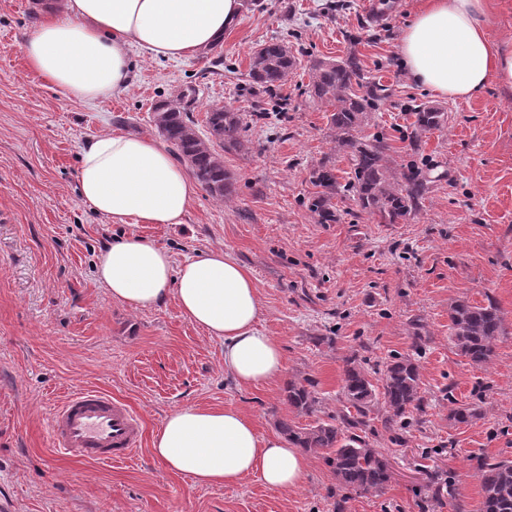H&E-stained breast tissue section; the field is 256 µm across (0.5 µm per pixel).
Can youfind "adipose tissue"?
Instances as JSON below:
<instances>
[{"instance_id":"1","label":"adipose tissue","mask_w":512,"mask_h":512,"mask_svg":"<svg viewBox=\"0 0 512 512\" xmlns=\"http://www.w3.org/2000/svg\"><path fill=\"white\" fill-rule=\"evenodd\" d=\"M242 0H59L42 12L22 49L30 68L66 99L93 102L127 89L130 54L177 61L214 47L239 19ZM409 79L453 101L489 82L512 89V47L489 37L485 0H423L397 46ZM79 197L114 224H181L196 187L168 149L146 135L103 131L83 144ZM96 278L109 298L132 310L174 301L193 325L224 341V373L237 385L279 381V342L260 331L258 289L250 272L221 249L182 263L150 239L128 234L101 250ZM164 469L199 486L247 476L287 490L308 458L277 434L259 433L234 408L186 406L170 412L151 438Z\"/></svg>"}]
</instances>
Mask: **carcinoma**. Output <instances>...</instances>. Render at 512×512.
<instances>
[{
	"mask_svg": "<svg viewBox=\"0 0 512 512\" xmlns=\"http://www.w3.org/2000/svg\"><path fill=\"white\" fill-rule=\"evenodd\" d=\"M297 64L288 43L279 38L266 41L254 50L248 71L249 85L269 91L288 80ZM306 93L328 112L327 126L336 149L347 156L350 172L346 183L338 181L332 158L326 157L310 172L311 183L319 188L308 199L307 207L318 224L338 220L335 199L349 192L361 210L379 224H397L418 210L431 180L414 161L397 163L388 138L381 133L365 134L371 113L390 95L388 86L367 79L355 54L336 60H310ZM193 90H184L176 102L162 101L154 106L156 128L171 146L174 155L187 163L201 186L212 196L226 198L233 193L231 176L218 152L195 130L190 112L194 110ZM408 110L410 147L419 150L423 135L441 130L448 113L439 106L411 100ZM209 133L225 150L242 146L243 115L227 107L207 112ZM454 343L460 355L477 367L492 358L504 326L495 303L473 305L457 301L448 310ZM418 365L410 357H395L386 366L381 384L374 385L365 369L351 361L343 374L342 394L347 413L340 422L316 420L304 427L288 418L278 422L288 444L308 454L321 455L331 468L338 489L361 495L384 492L391 474L387 458L378 450L348 434L366 425V418L382 406L389 423H403L420 409L422 396ZM289 410L297 417L317 413V397L299 379L288 381L284 390ZM481 416L472 406L462 405L451 412L457 423H468ZM482 512H512V460L485 464L479 471Z\"/></svg>",
	"mask_w": 512,
	"mask_h": 512,
	"instance_id": "carcinoma-1",
	"label": "carcinoma"
}]
</instances>
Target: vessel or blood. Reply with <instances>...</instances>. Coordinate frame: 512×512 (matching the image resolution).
Wrapping results in <instances>:
<instances>
[{
    "mask_svg": "<svg viewBox=\"0 0 512 512\" xmlns=\"http://www.w3.org/2000/svg\"><path fill=\"white\" fill-rule=\"evenodd\" d=\"M52 444L79 461L128 460L142 443V428L131 407L99 390L72 394L51 416Z\"/></svg>",
    "mask_w": 512,
    "mask_h": 512,
    "instance_id": "b4317fda",
    "label": "vessel or blood"
}]
</instances>
